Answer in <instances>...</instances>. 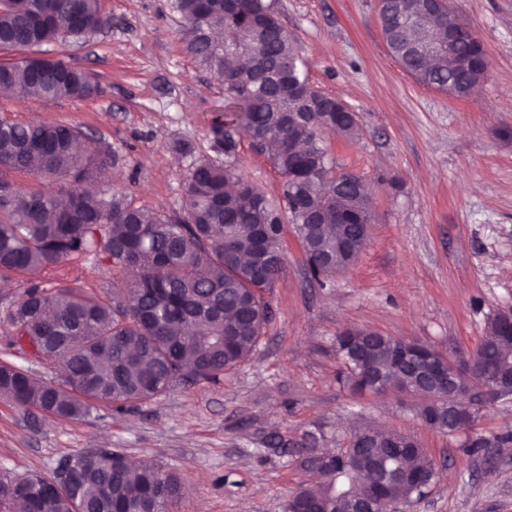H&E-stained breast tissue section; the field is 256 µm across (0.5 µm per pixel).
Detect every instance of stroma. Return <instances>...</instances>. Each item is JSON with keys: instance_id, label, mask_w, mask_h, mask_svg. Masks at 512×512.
Listing matches in <instances>:
<instances>
[{"instance_id": "stroma-1", "label": "stroma", "mask_w": 512, "mask_h": 512, "mask_svg": "<svg viewBox=\"0 0 512 512\" xmlns=\"http://www.w3.org/2000/svg\"><path fill=\"white\" fill-rule=\"evenodd\" d=\"M174 0H104L112 24L83 41L35 48L93 75L84 100L16 102L0 95V118L79 126L119 156L101 176L107 194L149 210L178 209L192 142L210 150L211 120L224 86L188 55ZM292 31L319 90L349 105L360 131L329 138L337 164L359 174L376 218L357 261L330 287L312 282L292 226L287 262L266 299L272 319L255 350L220 383L176 386L79 420L59 419L0 399V473L53 477L60 461L91 448H118L182 480L171 512H282L299 482L315 481L297 458L267 451L279 436L315 433L324 449L345 447L357 427L411 435L438 472L414 512H512V447L473 453L477 436L512 432V398L478 407L471 427L448 434L420 418V398L355 396L336 374V338L350 327L413 338L447 355L475 350L490 319L512 310V0H454L490 57L480 91L468 98L417 82L390 56L377 0H272ZM246 180L269 198L281 177L248 143ZM112 269L77 257L41 275L0 279V362L50 380L56 369L9 344L8 314L33 285H69L106 300Z\"/></svg>"}]
</instances>
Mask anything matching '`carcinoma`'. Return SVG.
<instances>
[{"label": "carcinoma", "instance_id": "1", "mask_svg": "<svg viewBox=\"0 0 512 512\" xmlns=\"http://www.w3.org/2000/svg\"><path fill=\"white\" fill-rule=\"evenodd\" d=\"M425 15V29L405 28L403 14ZM185 51L224 83V105L210 125L211 153L193 159L184 183L181 215L151 212L124 196L106 197L97 172L118 157L99 151L78 126L35 125L0 119V277L49 270L95 254L107 262L112 301L73 287L25 291L10 320L21 334L40 336L42 358L60 364L61 382H44L9 362L0 363V397L55 417L78 420L94 405H126L157 397L182 383H217L256 347L270 320L265 294L286 260L285 223L300 241L308 274L323 284L350 267V257L332 262L321 253L336 236L359 238L374 220L373 202L359 188L361 177L336 169L326 136L349 139L358 119L337 99L312 87L307 64L291 32L269 0H175ZM390 56L418 82L467 97L484 83L490 59L478 39L448 53V21L423 0H391L379 18ZM112 23L103 0H5L0 5V51L31 49L67 39L84 40ZM223 38H212L215 31ZM428 31L437 47L430 63L419 62L413 42ZM0 86L19 87L36 99H88L99 85L90 73L62 60L39 70L36 58L0 63ZM240 128L255 151L268 157L282 179L281 203L272 204L237 166ZM30 172L43 189L25 191L12 173ZM366 328L336 337L343 368L338 381L355 395L372 390L370 375L396 391L404 374L391 363L401 339L377 335L366 355L358 351ZM471 366L474 378L492 383L512 371V329L490 321ZM450 406L441 424L473 419ZM512 444V432L479 436L469 448ZM280 453L300 457L318 470V485L299 484L283 512H373L359 495L357 479L397 458L408 466L426 453L407 434L359 429L349 446L323 458H305L317 444L278 442ZM71 487L37 475L0 477V512H170L180 478L145 462L137 471L118 449L105 459L89 455ZM387 493L399 503L422 498L421 487L403 474Z\"/></svg>", "mask_w": 512, "mask_h": 512}]
</instances>
